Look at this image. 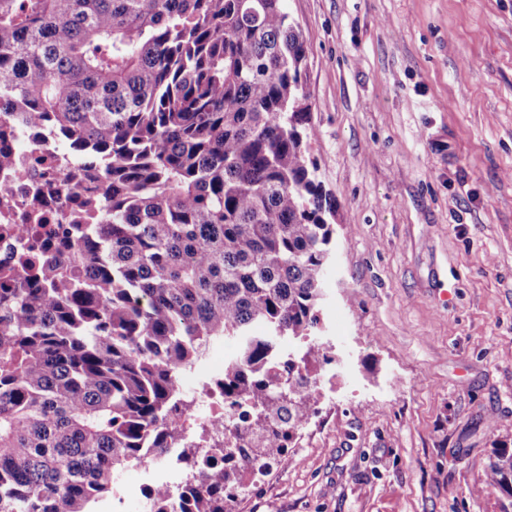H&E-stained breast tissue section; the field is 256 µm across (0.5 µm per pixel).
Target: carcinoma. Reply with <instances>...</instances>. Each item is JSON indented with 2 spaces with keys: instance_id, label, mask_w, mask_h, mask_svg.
Listing matches in <instances>:
<instances>
[{
  "instance_id": "cac0c4a2",
  "label": "carcinoma",
  "mask_w": 512,
  "mask_h": 512,
  "mask_svg": "<svg viewBox=\"0 0 512 512\" xmlns=\"http://www.w3.org/2000/svg\"><path fill=\"white\" fill-rule=\"evenodd\" d=\"M305 59L284 0H0V122L88 169L63 260L0 272V512H97L143 448L173 447L217 342L225 411L251 406L237 439L276 458L316 416L336 199ZM243 458L224 449L235 467L187 503L157 489L156 512H231ZM492 469L512 492V454ZM234 351L235 346L230 342L215 344L211 348L204 366L198 371L195 378L184 383L183 391L190 395L196 386L201 385L205 377L221 372L224 369V359L231 357Z\"/></svg>"
}]
</instances>
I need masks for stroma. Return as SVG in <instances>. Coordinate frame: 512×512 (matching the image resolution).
Returning a JSON list of instances; mask_svg holds the SVG:
<instances>
[{"mask_svg": "<svg viewBox=\"0 0 512 512\" xmlns=\"http://www.w3.org/2000/svg\"><path fill=\"white\" fill-rule=\"evenodd\" d=\"M336 199L319 415L235 512H512V0H286Z\"/></svg>", "mask_w": 512, "mask_h": 512, "instance_id": "35a3bbf8", "label": "stroma"}]
</instances>
